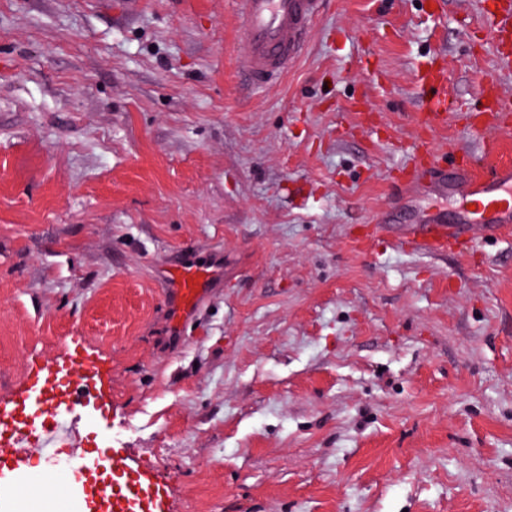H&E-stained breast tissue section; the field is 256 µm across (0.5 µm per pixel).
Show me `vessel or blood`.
Segmentation results:
<instances>
[{
	"label": "vessel or blood",
	"mask_w": 512,
	"mask_h": 512,
	"mask_svg": "<svg viewBox=\"0 0 512 512\" xmlns=\"http://www.w3.org/2000/svg\"><path fill=\"white\" fill-rule=\"evenodd\" d=\"M323 0H242L239 33L246 51L239 60V69L255 88L264 89L288 71L299 60L308 45L314 19L319 15ZM482 15L491 30L505 32L512 26V11L501 4H483ZM426 92L422 128L446 123L455 102L448 94L445 65L430 64L418 74ZM485 105L482 128L471 130L472 138L482 141L487 153H494V134L506 123L497 108L499 95L494 82L482 89ZM409 195L429 198L451 189L460 199V211L455 221L440 213H430L416 223L407 239L421 250L437 253L451 250L460 237L473 232L488 233L512 224V165L497 163L486 172L477 173L471 167L456 164L438 171L434 162L415 168L408 182ZM224 272L222 256L199 263L186 256L179 264L160 273L166 289L168 317L173 331L193 321L209 293ZM102 374L99 363L79 351L70 352L66 359L48 357L29 364L20 386L9 399L0 401V463L12 470H24L36 456L53 457L60 444L73 447L78 470L95 466L99 457H107L118 472H133L136 487L148 492L144 502L146 512H166L170 488L158 482L151 470L130 468L119 448L109 446L82 450L83 437L75 421L58 420L55 412L60 399H69L83 406L91 388L97 387ZM44 416L42 427L27 429L23 418L28 411ZM37 486L33 483H9L0 487V494L16 502L36 505Z\"/></svg>",
	"instance_id": "vessel-or-blood-1"
}]
</instances>
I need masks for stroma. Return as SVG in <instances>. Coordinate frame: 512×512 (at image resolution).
<instances>
[{"mask_svg": "<svg viewBox=\"0 0 512 512\" xmlns=\"http://www.w3.org/2000/svg\"><path fill=\"white\" fill-rule=\"evenodd\" d=\"M325 0L272 87L241 0H0V397L79 346L112 368L111 442L171 512H512V229L402 245L398 183L449 63L441 166L512 97L476 0ZM224 255L182 338L158 270ZM418 81L426 92L425 111L421 129L434 128L446 123L448 112L455 107L453 98L448 95V76L444 64L432 63L418 74Z\"/></svg>", "mask_w": 512, "mask_h": 512, "instance_id": "obj_1", "label": "stroma"}]
</instances>
